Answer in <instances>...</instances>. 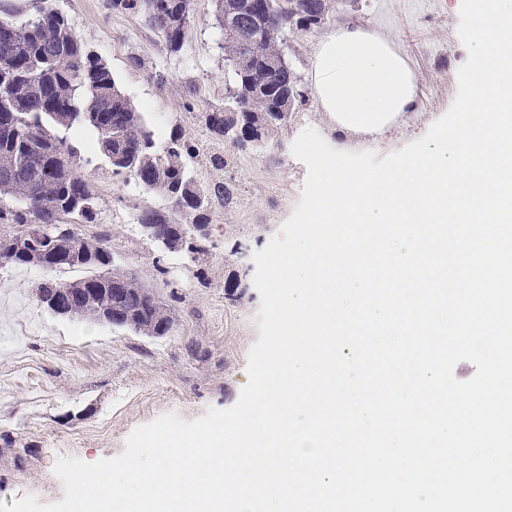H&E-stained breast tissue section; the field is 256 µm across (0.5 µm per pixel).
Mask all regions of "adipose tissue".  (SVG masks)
<instances>
[{
    "label": "adipose tissue",
    "mask_w": 512,
    "mask_h": 512,
    "mask_svg": "<svg viewBox=\"0 0 512 512\" xmlns=\"http://www.w3.org/2000/svg\"><path fill=\"white\" fill-rule=\"evenodd\" d=\"M309 77L322 112L345 133L385 132L415 101L407 59L386 37L356 26L319 41Z\"/></svg>",
    "instance_id": "adipose-tissue-1"
}]
</instances>
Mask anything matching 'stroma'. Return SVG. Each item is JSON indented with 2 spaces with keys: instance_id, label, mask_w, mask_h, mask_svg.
<instances>
[{
  "instance_id": "1",
  "label": "stroma",
  "mask_w": 512,
  "mask_h": 512,
  "mask_svg": "<svg viewBox=\"0 0 512 512\" xmlns=\"http://www.w3.org/2000/svg\"><path fill=\"white\" fill-rule=\"evenodd\" d=\"M45 1L107 62L158 141L181 132L195 147L197 180L224 183L232 196L212 204L206 254L193 260L163 253L143 235L137 215L147 206L165 207V200L79 146L82 171L98 194L97 213L80 224L81 234L102 240L115 269L151 289L176 325L152 337L55 316L36 302L38 270L0 269V501L8 505L27 494L42 504L62 500L58 458H112L136 427L162 414L191 421L208 408L233 406L259 338L252 256L291 216L307 176L293 141L310 126L335 148L381 158L400 150L450 109L467 59L456 0H356L318 29L285 32V57L302 98L263 145L241 150L212 139L204 125V106L222 102L230 84L212 0H193L189 36L177 53L166 50L144 16L112 12L108 0ZM340 25L384 35L414 71V106L383 134L336 130L307 79L319 39ZM191 91L197 105L190 112L183 102ZM216 154L224 156V168L212 166Z\"/></svg>"
}]
</instances>
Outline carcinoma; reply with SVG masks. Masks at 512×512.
<instances>
[{
  "instance_id": "1",
  "label": "carcinoma",
  "mask_w": 512,
  "mask_h": 512,
  "mask_svg": "<svg viewBox=\"0 0 512 512\" xmlns=\"http://www.w3.org/2000/svg\"><path fill=\"white\" fill-rule=\"evenodd\" d=\"M115 13L142 14L161 34L171 52L182 49L190 25V0H110ZM330 0H288L282 25L248 57H237L234 43L224 40V56L236 59L233 92L221 104H209L205 126L221 142H248L270 137L288 120L299 91L290 67L268 72L265 60L275 55L281 36L293 24L310 30L324 23ZM179 14L166 23L161 14ZM88 137V145L107 161L112 173L133 179L143 191L187 207L166 211L144 209L138 224H158L169 234L190 237L193 225L209 224L212 199H229L222 182L198 185L187 159L194 149L178 131L158 144L143 113L121 91L111 68L73 35L68 18L45 5L25 21L0 17V223L26 227L58 224L68 230L52 240L44 258L26 252L0 254V267L32 266L43 273L36 301L52 314L96 320L89 294L112 287V253L103 241L79 234L74 224L86 221L96 208L97 194L80 171L81 158L71 137ZM63 269L83 270L75 280L59 279ZM124 299L109 309L104 323L145 336H165L176 325L161 329L157 310H165L156 295L133 277L118 276Z\"/></svg>"
}]
</instances>
